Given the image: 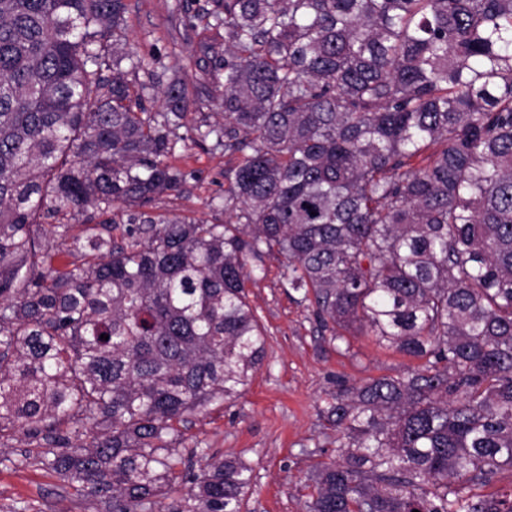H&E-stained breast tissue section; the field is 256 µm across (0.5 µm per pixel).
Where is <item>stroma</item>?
<instances>
[{
  "mask_svg": "<svg viewBox=\"0 0 512 512\" xmlns=\"http://www.w3.org/2000/svg\"><path fill=\"white\" fill-rule=\"evenodd\" d=\"M205 0H126L125 35L130 51L143 63L130 81L165 86L174 79L188 87L184 124L192 129L219 123L223 89L210 76L217 53L224 50L223 30H203L196 18ZM185 180L178 192L156 199L157 214L189 220L223 222L224 171L234 153L212 141L178 144L168 159ZM264 271L248 286V298L265 327L267 355L246 392L234 403L190 415L182 427L185 448L232 454L253 468L254 487L244 512H306V477L322 463L338 458L336 431L322 410L336 383L362 384L396 376L416 366V359L378 345L373 337L349 335L338 347L322 336L312 308L282 282L279 257L268 256ZM97 512L44 470L0 466V512Z\"/></svg>",
  "mask_w": 512,
  "mask_h": 512,
  "instance_id": "1",
  "label": "stroma"
}]
</instances>
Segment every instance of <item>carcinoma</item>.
Instances as JSON below:
<instances>
[{
    "instance_id": "carcinoma-1",
    "label": "carcinoma",
    "mask_w": 512,
    "mask_h": 512,
    "mask_svg": "<svg viewBox=\"0 0 512 512\" xmlns=\"http://www.w3.org/2000/svg\"><path fill=\"white\" fill-rule=\"evenodd\" d=\"M126 10L0 0V448H36L0 465L102 512H243L252 467L193 470L178 425L261 366L277 255L330 341L423 360L326 401L307 512H512V481L477 493L512 475V0H211L222 224L152 213L188 94L146 110Z\"/></svg>"
}]
</instances>
